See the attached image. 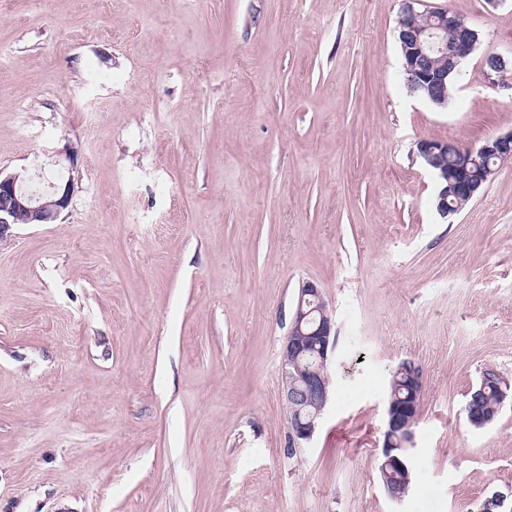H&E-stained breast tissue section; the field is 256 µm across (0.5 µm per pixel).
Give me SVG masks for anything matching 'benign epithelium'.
Returning <instances> with one entry per match:
<instances>
[{"label": "benign epithelium", "instance_id": "7a95c632", "mask_svg": "<svg viewBox=\"0 0 512 512\" xmlns=\"http://www.w3.org/2000/svg\"><path fill=\"white\" fill-rule=\"evenodd\" d=\"M422 0H403V11L418 15L421 21L399 24L398 40L405 58L404 67L412 80L433 91V97H444L448 75L458 71L465 55L475 51L478 30L465 18L443 8L418 9ZM488 70L499 77L512 73V55L490 53L483 59ZM71 175L65 180L52 181L40 194L28 190L29 182L19 174L0 171V240L10 234L12 226L52 224L68 209L73 193L75 148H63ZM456 153V172L448 176V153ZM416 155L437 181L436 209L444 218L459 213L461 206L471 201L495 174L497 167L512 162V130L490 136L475 147H462L452 140L445 142L421 139L416 143ZM486 161V169L477 173L474 164ZM329 309L321 289L313 281H304L298 289L295 314L281 349L284 370L281 397L292 411L289 423V446L303 448L308 444L328 403V360L336 347V323L327 316ZM316 356L312 367L302 363L305 356ZM473 402L464 407L468 422L476 428L490 425L495 412L472 411ZM409 407L389 404L385 409V430L381 454L389 453L392 441L413 451L414 431L402 422ZM512 490H495L487 497L492 504L488 512H509Z\"/></svg>", "mask_w": 512, "mask_h": 512}]
</instances>
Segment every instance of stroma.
<instances>
[{
  "label": "stroma",
  "instance_id": "stroma-1",
  "mask_svg": "<svg viewBox=\"0 0 512 512\" xmlns=\"http://www.w3.org/2000/svg\"><path fill=\"white\" fill-rule=\"evenodd\" d=\"M402 0H0V170L77 151L69 208L0 240V512H477L512 489V162L444 219L421 139L512 130V0H425L481 42L438 108L405 86ZM336 322L332 396L288 445L300 284ZM423 372L379 475L390 376ZM485 369V368H484ZM482 370L480 372L479 380L481 377L484 376V382H483V389L480 388L479 392H477L474 397L477 398L479 393L483 390V392L480 395L479 400L477 401V408H486L491 409L494 406L498 405V393L500 390L501 393V403H504L506 398L509 396V392H511L512 395V386L509 384V381L504 378L502 374H499V377L503 380V386H499V378L498 375L490 370Z\"/></svg>",
  "mask_w": 512,
  "mask_h": 512
}]
</instances>
